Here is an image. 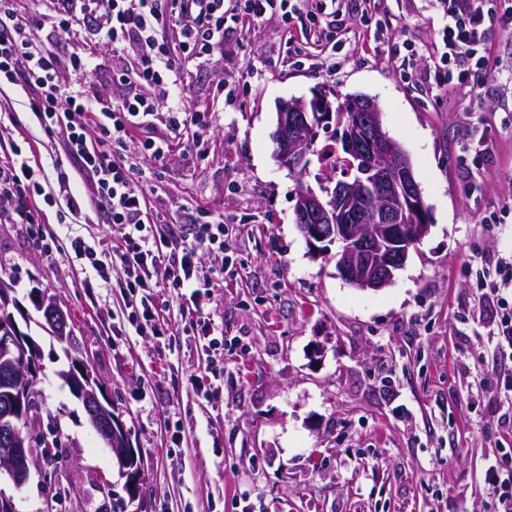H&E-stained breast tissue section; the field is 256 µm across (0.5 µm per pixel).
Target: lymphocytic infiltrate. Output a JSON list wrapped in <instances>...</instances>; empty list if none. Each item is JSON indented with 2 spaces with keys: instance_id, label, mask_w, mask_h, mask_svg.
I'll return each mask as SVG.
<instances>
[{
  "instance_id": "f902f5d3",
  "label": "lymphocytic infiltrate",
  "mask_w": 512,
  "mask_h": 512,
  "mask_svg": "<svg viewBox=\"0 0 512 512\" xmlns=\"http://www.w3.org/2000/svg\"><path fill=\"white\" fill-rule=\"evenodd\" d=\"M13 2L0 0V84L24 97L40 128L61 139L65 157L89 180L87 202L68 200V210L78 214L90 204L110 223L127 228L107 263L80 238H73L70 246L104 285L125 290L139 331L164 335L170 326L160 320L151 290H187L195 296L208 287L200 253L223 250L224 222L199 210L187 216L192 235H182L166 214L149 208L139 164L117 155L115 148L139 139L142 155L160 164L174 139L205 124L206 113L190 110L182 101L177 64L208 56L219 47L224 0H49L55 36L51 43L36 39L33 20L16 16ZM327 2L239 0V7L241 17L252 24L277 12L300 11L316 22L325 16ZM433 2L443 27L431 74L436 83L449 85L480 105L490 39L495 29L512 30V6H503L502 0ZM86 38L132 54V65L112 75L127 89L118 103L88 96L82 81L96 70L92 55L71 54L76 81L66 82L60 75L55 43ZM158 116L167 131L163 137L150 133ZM26 194L47 203L53 200L52 191L45 189L22 148L15 145L0 157V206ZM479 285L480 296L497 298L498 331L512 339V261L495 274H483ZM483 482L494 497L496 512H512V464L502 457L487 460Z\"/></svg>"
}]
</instances>
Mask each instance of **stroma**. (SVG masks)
I'll return each mask as SVG.
<instances>
[{
  "instance_id": "1",
  "label": "stroma",
  "mask_w": 512,
  "mask_h": 512,
  "mask_svg": "<svg viewBox=\"0 0 512 512\" xmlns=\"http://www.w3.org/2000/svg\"><path fill=\"white\" fill-rule=\"evenodd\" d=\"M224 2V44L179 70L187 108L207 112L161 165L142 160L153 205L172 222L199 208L223 218L224 249L203 253L209 306L224 337V376L191 331L173 289L169 335L136 332L123 289L104 287L70 251L81 237L102 254L124 227L90 210L68 224L0 219V282L26 311L47 292L69 309L73 334L142 461L140 495L58 376L63 344L31 326L45 367L46 411L69 444L15 493L16 512H493L480 473L512 446V348L498 307L477 293L478 268L512 259V222L482 218L512 199V33L495 31L483 104L412 79L410 47L435 51L441 19L429 0H337L334 14L272 16L247 25ZM90 95L118 101L119 51L90 45ZM363 94L408 153L431 227L392 285L359 291L312 250L295 224L298 181L273 158L279 101L319 89ZM29 141L46 186L87 199L62 142L18 107L0 148ZM182 441H174V430ZM108 480L110 493L98 482Z\"/></svg>"
}]
</instances>
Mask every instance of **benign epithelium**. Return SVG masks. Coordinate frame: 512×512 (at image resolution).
I'll return each instance as SVG.
<instances>
[{
  "label": "benign epithelium",
  "instance_id": "1",
  "mask_svg": "<svg viewBox=\"0 0 512 512\" xmlns=\"http://www.w3.org/2000/svg\"><path fill=\"white\" fill-rule=\"evenodd\" d=\"M331 92L319 90L309 99L294 98L279 103L270 133L273 158L282 167L310 173L311 147L320 130L334 128L337 142L351 156L349 170L340 180L317 178L318 188L298 192L295 220L311 247L331 252L337 245L338 276L352 287L378 291L389 286L412 246L428 234L429 209L416 181L407 153L399 148L384 128L382 112L368 97L347 96L342 108L351 117L335 116ZM45 326L61 343L73 344L68 315L50 297L35 299ZM28 314L11 297L10 288L0 285V388L5 394L0 404V470L14 489L29 481L32 472L41 471L33 449L66 447L62 438L51 441L33 431L21 435L15 427L19 416L34 422L42 419V405L36 385L44 374L42 348L31 334L23 331L15 314ZM60 376L81 401L90 423L110 448L122 473L137 492L141 466L130 436L112 412V402L103 393L91 360L69 357L68 369Z\"/></svg>",
  "mask_w": 512,
  "mask_h": 512
}]
</instances>
